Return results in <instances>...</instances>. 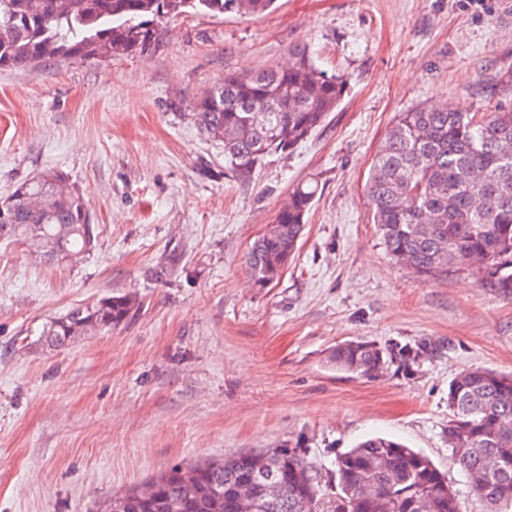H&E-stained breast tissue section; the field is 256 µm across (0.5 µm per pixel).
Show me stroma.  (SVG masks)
Returning <instances> with one entry per match:
<instances>
[{"instance_id":"stroma-1","label":"stroma","mask_w":512,"mask_h":512,"mask_svg":"<svg viewBox=\"0 0 512 512\" xmlns=\"http://www.w3.org/2000/svg\"><path fill=\"white\" fill-rule=\"evenodd\" d=\"M307 49L348 78L327 122L239 174L191 116L225 72ZM512 0H277L258 17H179L147 51L0 71V197L43 170L84 196L94 248L74 266L0 241V512H96L160 472L297 448L321 472L372 436L421 451L461 512H486L445 438L463 370L512 373V300L467 269L421 277L386 251L366 197L396 115L512 109ZM318 193L298 249L265 287L250 245L298 184ZM136 294L120 326L55 351L43 324ZM363 339L424 348L377 378L328 355Z\"/></svg>"}]
</instances>
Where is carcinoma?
I'll list each match as a JSON object with an SVG mask.
<instances>
[{
  "label": "carcinoma",
  "mask_w": 512,
  "mask_h": 512,
  "mask_svg": "<svg viewBox=\"0 0 512 512\" xmlns=\"http://www.w3.org/2000/svg\"><path fill=\"white\" fill-rule=\"evenodd\" d=\"M276 0H0V71L22 70L37 56L68 59L142 52L155 24L207 13L253 17ZM347 79L327 75L308 51L256 74L226 72L193 101L192 119L224 146L244 174L269 153H286L323 126ZM317 188L299 185L251 245L246 264L263 287L280 277L297 250ZM387 252L421 276L449 267L476 273L484 288L512 300V110L416 106L395 117L376 154L367 191ZM85 199L57 170L13 186L0 199V240H21L44 262L74 266L94 246ZM134 294L107 295L50 320L37 342L61 349L81 336L121 325L137 310ZM423 350L399 343L348 341L330 361L361 377L417 363ZM448 448L474 475L473 493L488 512H512V375L483 368L460 373L448 388ZM262 462L277 463L279 512H460L447 477L424 454L374 437L336 457L323 479L294 448L241 453L190 466L193 487L162 473L140 491L114 496L102 512H250L237 487Z\"/></svg>",
  "instance_id": "carcinoma-1"
}]
</instances>
